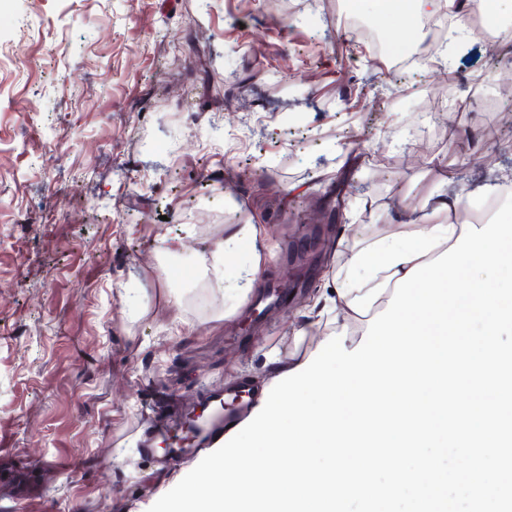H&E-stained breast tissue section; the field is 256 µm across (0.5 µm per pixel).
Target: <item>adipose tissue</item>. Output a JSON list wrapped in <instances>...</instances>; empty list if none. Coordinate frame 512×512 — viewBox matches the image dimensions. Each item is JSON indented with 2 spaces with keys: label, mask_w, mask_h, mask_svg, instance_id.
<instances>
[{
  "label": "adipose tissue",
  "mask_w": 512,
  "mask_h": 512,
  "mask_svg": "<svg viewBox=\"0 0 512 512\" xmlns=\"http://www.w3.org/2000/svg\"><path fill=\"white\" fill-rule=\"evenodd\" d=\"M479 202V197L462 193L442 197L438 209L448 215V223L409 224L400 233L377 238L367 247L337 251L340 276L333 296L325 301L324 312L346 317L378 311L391 298L392 283L413 266L430 262L455 245L462 234L456 214ZM269 256L262 225L233 224L225 228L223 237L206 246L198 264L206 271L223 272L229 292L244 298L254 291Z\"/></svg>",
  "instance_id": "ef3b65f1"
}]
</instances>
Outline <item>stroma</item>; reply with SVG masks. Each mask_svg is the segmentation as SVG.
<instances>
[{
    "label": "stroma",
    "mask_w": 512,
    "mask_h": 512,
    "mask_svg": "<svg viewBox=\"0 0 512 512\" xmlns=\"http://www.w3.org/2000/svg\"><path fill=\"white\" fill-rule=\"evenodd\" d=\"M347 7L386 39L419 23L379 0H0V512H148L199 462L164 446L192 409L304 351L340 237L443 222L453 171L512 186V63L470 38L391 70ZM449 95L467 112L409 137ZM317 220L321 262L273 310L190 269L260 224L278 288ZM146 387L174 402L148 455Z\"/></svg>",
    "instance_id": "35a3bbf8"
}]
</instances>
